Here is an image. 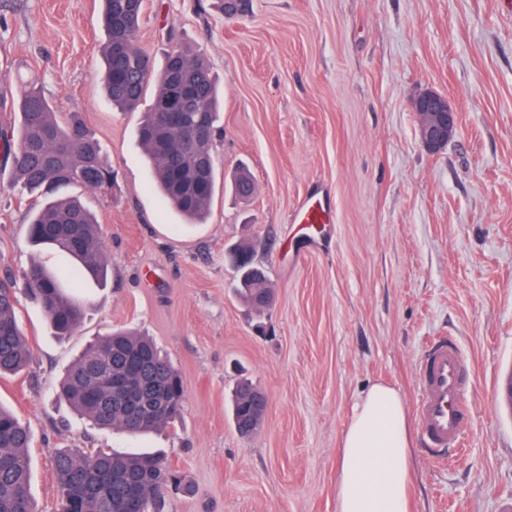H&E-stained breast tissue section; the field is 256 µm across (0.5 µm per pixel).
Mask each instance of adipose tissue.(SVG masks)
<instances>
[{
    "label": "adipose tissue",
    "instance_id": "ef3b65f1",
    "mask_svg": "<svg viewBox=\"0 0 512 512\" xmlns=\"http://www.w3.org/2000/svg\"><path fill=\"white\" fill-rule=\"evenodd\" d=\"M411 445L401 395L373 384L356 402L337 453V512H407Z\"/></svg>",
    "mask_w": 512,
    "mask_h": 512
}]
</instances>
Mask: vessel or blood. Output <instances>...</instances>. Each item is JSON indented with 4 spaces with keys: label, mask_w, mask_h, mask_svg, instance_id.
<instances>
[{
    "label": "vessel or blood",
    "mask_w": 512,
    "mask_h": 512,
    "mask_svg": "<svg viewBox=\"0 0 512 512\" xmlns=\"http://www.w3.org/2000/svg\"><path fill=\"white\" fill-rule=\"evenodd\" d=\"M415 410L425 449L444 459L458 447L472 418L471 369L456 344L436 339L418 365Z\"/></svg>",
    "instance_id": "vessel-or-blood-1"
}]
</instances>
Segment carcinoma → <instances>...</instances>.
Segmentation results:
<instances>
[{"mask_svg":"<svg viewBox=\"0 0 512 512\" xmlns=\"http://www.w3.org/2000/svg\"><path fill=\"white\" fill-rule=\"evenodd\" d=\"M106 41L102 47L103 83L112 104L136 110L151 72L148 54L136 45L144 0H101ZM17 126L0 127V151L13 158L12 181L28 195L44 198L28 223V239L39 249L60 251L76 266L53 272L31 259L21 279L0 278V378L22 372L29 359L26 338L17 318V292L24 291L41 308L53 333L70 335L80 324L83 305L72 291L87 274L104 276L107 259L103 230L80 194H61L69 187L100 192L116 175L98 138L76 112H58L46 98L38 78L20 80ZM181 90L194 96L196 111L217 131L219 95L206 57L178 47L170 52L157 79L150 110L138 129L139 142L151 160L156 181L170 205L189 221H201L215 195L218 169L213 142L201 146L186 137L187 128L161 121ZM238 292L253 310L270 293L266 279H257L248 266L237 267ZM106 358L125 370L136 365L135 385L146 398L162 395L168 412L136 419L121 402L104 411L88 392L85 373ZM58 395L79 416L100 429L148 436L169 426L183 409L184 389L179 372L148 336L114 331L90 343L64 373ZM266 404L258 388L242 382L235 391L232 414L243 437L246 426L260 428ZM33 435L9 408L0 404V512H34L31 496ZM59 486L56 512H163L170 488L179 478L159 453L118 452L107 448H60L54 456Z\"/></svg>","mask_w":512,"mask_h":512,"instance_id":"cac0c4a2","label":"carcinoma"}]
</instances>
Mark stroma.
Instances as JSON below:
<instances>
[{"mask_svg":"<svg viewBox=\"0 0 512 512\" xmlns=\"http://www.w3.org/2000/svg\"><path fill=\"white\" fill-rule=\"evenodd\" d=\"M99 0H0V125L17 119L16 71L35 74L62 112L79 113L117 172L111 194L86 193L103 228L105 286L85 281L83 322L56 339L19 297L27 369L0 379V403L34 434L32 495L53 512L58 447L165 450L185 489L167 512H336V454L356 401L374 383L414 413L429 343L453 339L473 367L474 415L460 452L429 459L412 434L409 512H504L512 503V0H251L226 19L210 0H145L137 44L155 69L177 46L200 50L221 87L218 168L227 183L204 223H188L153 183L137 128L154 94L123 112L100 74ZM445 96L456 134L436 152L412 110ZM249 200L229 188L239 168ZM323 191L333 222L301 238L290 216ZM32 198L0 158V277L33 255ZM249 242L273 308L236 296L226 255ZM152 336L180 373L181 418L148 439L97 430L59 402L64 370L96 337ZM269 398L241 437L233 391Z\"/></svg>","mask_w":512,"mask_h":512,"instance_id":"35a3bbf8","label":"stroma"}]
</instances>
